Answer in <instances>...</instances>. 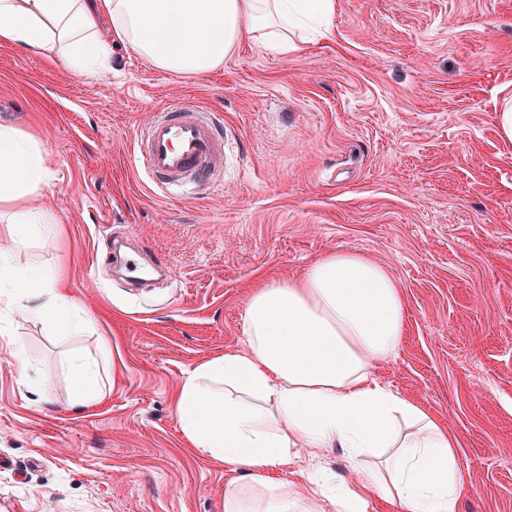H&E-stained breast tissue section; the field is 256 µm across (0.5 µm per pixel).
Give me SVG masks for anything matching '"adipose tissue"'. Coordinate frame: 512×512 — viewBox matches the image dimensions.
I'll list each match as a JSON object with an SVG mask.
<instances>
[{"mask_svg":"<svg viewBox=\"0 0 512 512\" xmlns=\"http://www.w3.org/2000/svg\"><path fill=\"white\" fill-rule=\"evenodd\" d=\"M335 0H0V43L88 73L121 43L154 67L203 77L244 40L298 52L327 34ZM109 30H102V20ZM41 153L0 125V215L9 237H44L31 197L49 180ZM76 330L78 305L56 270L16 266L0 248V304ZM407 307L395 279L362 254L323 251L300 275L256 284L244 348L196 365L175 396L189 448L230 473L224 512H367L379 494L403 512H460L470 491L441 419L375 376L396 354ZM332 448L345 478L310 472Z\"/></svg>","mask_w":512,"mask_h":512,"instance_id":"1","label":"adipose tissue"}]
</instances>
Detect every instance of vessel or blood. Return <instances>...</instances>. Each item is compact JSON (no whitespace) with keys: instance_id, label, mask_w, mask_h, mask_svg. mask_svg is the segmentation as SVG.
I'll list each match as a JSON object with an SVG mask.
<instances>
[{"instance_id":"vessel-or-blood-1","label":"vessel or blood","mask_w":512,"mask_h":512,"mask_svg":"<svg viewBox=\"0 0 512 512\" xmlns=\"http://www.w3.org/2000/svg\"><path fill=\"white\" fill-rule=\"evenodd\" d=\"M136 153L151 184L162 191L188 181L207 187L223 171L224 134L207 108L171 106L140 130Z\"/></svg>"}]
</instances>
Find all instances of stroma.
Segmentation results:
<instances>
[{"label": "stroma", "instance_id": "stroma-1", "mask_svg": "<svg viewBox=\"0 0 512 512\" xmlns=\"http://www.w3.org/2000/svg\"><path fill=\"white\" fill-rule=\"evenodd\" d=\"M298 53L244 41L204 77L122 45L80 74L0 45V125L30 138L39 191L65 231L0 239L17 266L64 265L91 324L69 334L0 308V512H222L229 476L188 448L173 399L185 373L244 345L263 280L324 250L385 265L408 307L378 379L459 441L461 512H512V0H335ZM182 97L224 120L223 183L160 195L134 151ZM121 238L171 278L132 288ZM101 398L73 402L71 362Z\"/></svg>", "mask_w": 512, "mask_h": 512}]
</instances>
